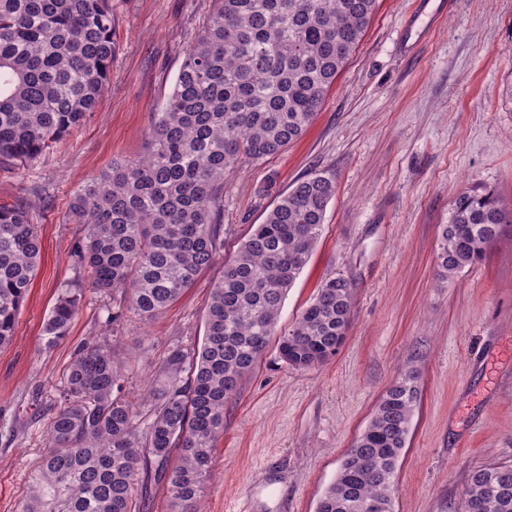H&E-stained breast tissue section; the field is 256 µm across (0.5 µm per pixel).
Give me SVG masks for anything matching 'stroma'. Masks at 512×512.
I'll return each mask as SVG.
<instances>
[{"label": "stroma", "instance_id": "35a3bbf8", "mask_svg": "<svg viewBox=\"0 0 512 512\" xmlns=\"http://www.w3.org/2000/svg\"><path fill=\"white\" fill-rule=\"evenodd\" d=\"M117 51L96 112L49 153L0 163V204L26 200L42 258L13 343L0 350V512H21L49 418L76 348L109 341L126 392L164 378L204 333L210 289L278 195L319 173L336 185L312 256L282 307L285 332L329 277L354 289L335 357L297 370L269 344L224 409L206 512H315L386 390L421 375L397 471L393 512H458L469 473L512 463V227L452 281L436 278L441 224L462 191H494L512 208V0H457L412 55L400 37L413 0H378L353 57L304 136L280 155L224 176V252L150 321L109 322L110 294L90 290L74 255L83 233L69 204L112 160L146 147L192 37L214 0H112ZM81 291L66 337L42 330L61 286Z\"/></svg>", "mask_w": 512, "mask_h": 512}]
</instances>
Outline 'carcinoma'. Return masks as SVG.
Listing matches in <instances>:
<instances>
[{"mask_svg":"<svg viewBox=\"0 0 512 512\" xmlns=\"http://www.w3.org/2000/svg\"><path fill=\"white\" fill-rule=\"evenodd\" d=\"M193 37L147 147L114 160L74 194L84 225L75 253L90 285L119 297L112 320L163 313L224 251V174L244 160L281 154L312 125L356 51L377 0H215ZM112 0H0V160L24 164L96 111L116 53ZM332 180L310 174L279 195L211 289L202 342L178 354L149 388L152 417L138 424L123 391V365L107 339L85 341L51 415L34 488L21 512H138L162 488L170 512H202L224 406L274 335L281 307L319 238ZM31 205H0V349L41 260ZM512 224L492 191L473 188L440 225L437 278L479 261ZM80 296L60 291L43 330L47 347L67 336ZM353 288L325 280L279 337L288 366L310 369L336 355L351 322ZM420 397L409 367L378 403L315 512H392L395 477ZM459 512H512V464L469 475Z\"/></svg>","mask_w":512,"mask_h":512,"instance_id":"obj_1","label":"carcinoma"}]
</instances>
